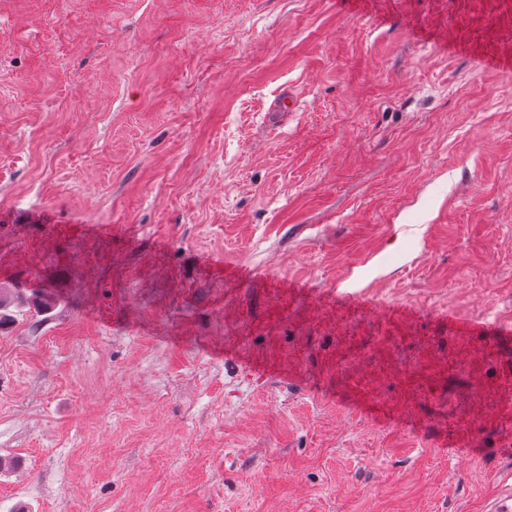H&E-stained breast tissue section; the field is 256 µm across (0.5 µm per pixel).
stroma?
<instances>
[{"instance_id":"obj_1","label":"stroma","mask_w":512,"mask_h":512,"mask_svg":"<svg viewBox=\"0 0 512 512\" xmlns=\"http://www.w3.org/2000/svg\"><path fill=\"white\" fill-rule=\"evenodd\" d=\"M0 288V512H479L512 0H0Z\"/></svg>"}]
</instances>
